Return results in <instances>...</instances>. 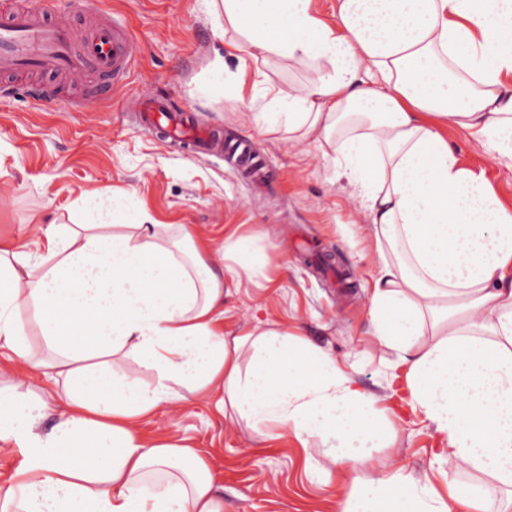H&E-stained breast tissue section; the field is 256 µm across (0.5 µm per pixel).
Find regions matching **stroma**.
Masks as SVG:
<instances>
[{
    "label": "stroma",
    "mask_w": 512,
    "mask_h": 512,
    "mask_svg": "<svg viewBox=\"0 0 512 512\" xmlns=\"http://www.w3.org/2000/svg\"><path fill=\"white\" fill-rule=\"evenodd\" d=\"M100 15L119 24L134 47L126 76L100 96L92 82L59 84L34 104L25 88L0 96V237L37 236L46 224H81L83 201L111 197L112 221L187 224L210 240L207 258L224 278V333L256 325L281 329L321 348L362 390L377 396L380 447L357 464L320 438L253 429L218 414L214 398L187 396L140 425L153 440L185 437L208 460L224 512H341L353 476L369 480L401 467L430 475L440 494L483 482L465 461L441 458L442 441L410 403L409 366L373 334L369 315L379 260L369 251L367 218L346 180L312 143L269 133L253 114L264 104L245 82L242 96L214 84L224 64L237 73L208 0H101ZM163 94L202 129L243 136L266 161L262 175L237 158L167 147L139 123V99ZM462 164L482 174L512 210V161L486 152L468 131L449 128ZM252 238L263 273L227 272L224 241Z\"/></svg>",
    "instance_id": "35a3bbf8"
}]
</instances>
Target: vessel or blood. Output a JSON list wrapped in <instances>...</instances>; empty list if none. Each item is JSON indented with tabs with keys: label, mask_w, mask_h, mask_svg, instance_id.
<instances>
[{
	"label": "vessel or blood",
	"mask_w": 512,
	"mask_h": 512,
	"mask_svg": "<svg viewBox=\"0 0 512 512\" xmlns=\"http://www.w3.org/2000/svg\"><path fill=\"white\" fill-rule=\"evenodd\" d=\"M131 60L128 38L112 23H100L79 39L73 27L51 11L23 5L20 0H0V78L27 71L41 73L45 81L30 89L32 99H44L55 78L77 81L90 70L105 83L120 80ZM137 109L147 126L188 143L196 152L208 151L218 140L212 132L183 123L163 97L139 100Z\"/></svg>",
	"instance_id": "b4317fda"
}]
</instances>
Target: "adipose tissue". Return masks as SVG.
Returning <instances> with one entry per match:
<instances>
[{
    "label": "adipose tissue",
    "instance_id": "adipose-tissue-1",
    "mask_svg": "<svg viewBox=\"0 0 512 512\" xmlns=\"http://www.w3.org/2000/svg\"><path fill=\"white\" fill-rule=\"evenodd\" d=\"M222 0L228 52L304 66L258 73L267 131L319 144L369 212L379 271L374 334L409 366L413 405L448 460L512 488V212L443 131L512 159V0ZM31 312L55 355L31 361ZM224 284L195 234L170 224H50L0 239V350L51 372L67 409L17 376L0 381V443L24 461L0 512H224L209 463L183 440H145L142 419L184 394L217 395L250 426L318 437L358 461L380 439L376 398L322 351L256 327L226 338ZM154 372L131 379L129 360ZM342 512H512L468 484L436 493L396 469L354 478ZM273 81L279 84L288 83L292 81L295 83L303 82L308 73L300 66L288 65V60L277 56L271 57L266 64H259Z\"/></svg>",
    "mask_w": 512,
    "mask_h": 512
}]
</instances>
